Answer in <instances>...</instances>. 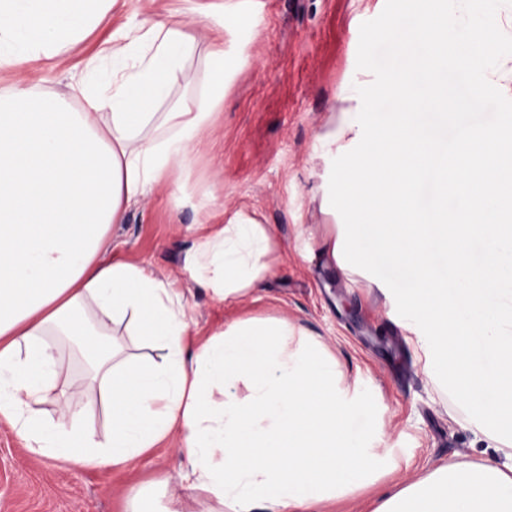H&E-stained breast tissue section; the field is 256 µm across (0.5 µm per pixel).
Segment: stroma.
I'll return each mask as SVG.
<instances>
[{
  "label": "stroma",
  "instance_id": "1",
  "mask_svg": "<svg viewBox=\"0 0 512 512\" xmlns=\"http://www.w3.org/2000/svg\"><path fill=\"white\" fill-rule=\"evenodd\" d=\"M181 0H120L78 54L0 70V87L18 82L63 91L85 78V64L112 44L120 25L161 20ZM362 0H261L263 39L251 52L213 126L193 147L182 185L163 184L112 229V261L149 267L189 286L190 345L242 318H285L317 336L347 376L357 379L364 406L348 426L391 451L396 466L383 485L420 480L464 457L492 458L484 436L423 367L392 307L390 291L366 271L343 274L324 247L336 232L321 213L322 176L333 153L321 138L356 115L336 109L363 83L356 66L359 30L371 20ZM247 209L279 242L275 268L253 292L219 300L193 282L186 257L204 234L202 216L224 221ZM179 435L124 466L82 465L32 453L0 423V512H124L142 486L161 482L178 512H199L202 495L180 472Z\"/></svg>",
  "mask_w": 512,
  "mask_h": 512
}]
</instances>
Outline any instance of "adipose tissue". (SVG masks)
Listing matches in <instances>:
<instances>
[{"label": "adipose tissue", "instance_id": "obj_1", "mask_svg": "<svg viewBox=\"0 0 512 512\" xmlns=\"http://www.w3.org/2000/svg\"><path fill=\"white\" fill-rule=\"evenodd\" d=\"M118 0H0V68L78 52ZM199 34L145 20L113 38L94 82L68 92L0 89V420L31 451L119 466L172 432L191 489L226 512H311L374 485L389 454L345 426L357 386L335 355L284 319L249 318L186 347V290L131 262H108L112 227L165 183L224 103L261 34L257 9L225 0ZM203 67H196L195 57ZM278 243L255 213L212 224L188 264L222 298L265 279ZM161 351L143 364L120 326ZM68 346L86 357L71 378ZM244 382L248 394L233 388ZM60 396V415L41 405ZM103 408L104 433L86 425ZM498 462H448L378 497L374 512H512V446Z\"/></svg>", "mask_w": 512, "mask_h": 512}]
</instances>
